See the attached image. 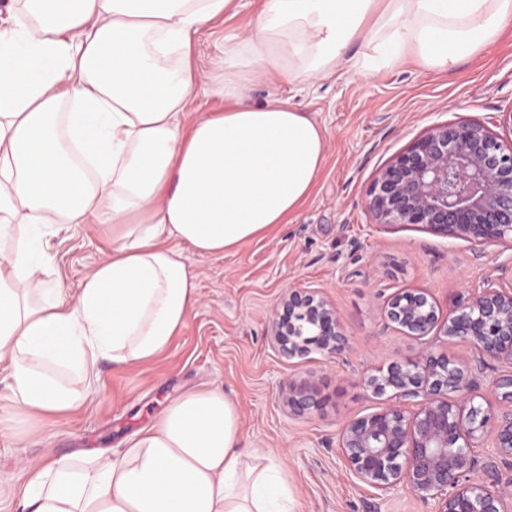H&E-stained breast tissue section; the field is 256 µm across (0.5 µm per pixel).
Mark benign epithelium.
I'll use <instances>...</instances> for the list:
<instances>
[{
  "instance_id": "7a95c632",
  "label": "benign epithelium",
  "mask_w": 512,
  "mask_h": 512,
  "mask_svg": "<svg viewBox=\"0 0 512 512\" xmlns=\"http://www.w3.org/2000/svg\"><path fill=\"white\" fill-rule=\"evenodd\" d=\"M500 126L502 135L471 119L426 128L374 177L365 205L376 223L477 244L512 239V111ZM385 313L410 336L438 331L467 343L482 365H512V290L486 288L442 317L427 293L400 289ZM271 341L288 358H332L347 346L336 309L315 288H290L281 297ZM471 373L472 365L427 349L369 377L375 394L392 391V402L344 424L340 448L354 475L383 494L401 488L422 500L438 498L439 512H512V477L477 472L475 455L491 428L492 447L512 469V373L494 382L500 402L510 407L495 422L466 396ZM450 393L461 398L450 401ZM288 406L303 413L320 401L300 387Z\"/></svg>"
}]
</instances>
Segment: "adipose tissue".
I'll list each match as a JSON object with an SVG mask.
<instances>
[{
  "label": "adipose tissue",
  "instance_id": "1",
  "mask_svg": "<svg viewBox=\"0 0 512 512\" xmlns=\"http://www.w3.org/2000/svg\"><path fill=\"white\" fill-rule=\"evenodd\" d=\"M239 0H22L0 26V364L14 426L64 418L113 368L150 362L198 301L192 256L220 257L286 223L326 134L248 85L370 78L404 55L447 70L512 27V0H256L192 117V36ZM361 42V57H347ZM95 219L111 251L76 290L47 277L48 229ZM21 512H294L274 457L242 444L217 387L190 389L117 451L29 462Z\"/></svg>",
  "mask_w": 512,
  "mask_h": 512
}]
</instances>
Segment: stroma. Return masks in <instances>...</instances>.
I'll list each match as a JSON object with an SVG mask.
<instances>
[{"mask_svg": "<svg viewBox=\"0 0 512 512\" xmlns=\"http://www.w3.org/2000/svg\"><path fill=\"white\" fill-rule=\"evenodd\" d=\"M254 0L192 36L198 72L193 107L220 112L210 91L214 61L225 36L246 35ZM256 103L293 98L326 131L325 160L309 198L287 223L219 258L194 256L199 297L188 322L157 360L125 370L100 364L99 389L65 420L47 419L25 437L0 427V512H16L13 488L32 460L96 448H120L149 426L168 399L208 385L236 404L243 443L270 452L284 468L296 512H437L399 490L388 494L360 482L339 448L342 425L378 410L387 396L373 393L370 375L416 359L424 349L471 362L474 404L500 413L494 381L512 365L476 366L470 347L436 334L409 336L383 314L396 290L426 291L440 313L482 289L512 286L501 265L512 262V243L474 245L423 229L378 225L365 207L375 174L428 126L478 119L495 127L512 110V29L478 55L445 72L406 56L369 79L332 75L314 83L273 80L250 85ZM99 225L53 227L49 265L70 287L107 253ZM291 288H317L336 308L348 345L340 355L287 358L273 346L270 320ZM308 385L322 406L304 414L288 408L289 385Z\"/></svg>", "mask_w": 512, "mask_h": 512, "instance_id": "stroma-1", "label": "stroma"}]
</instances>
